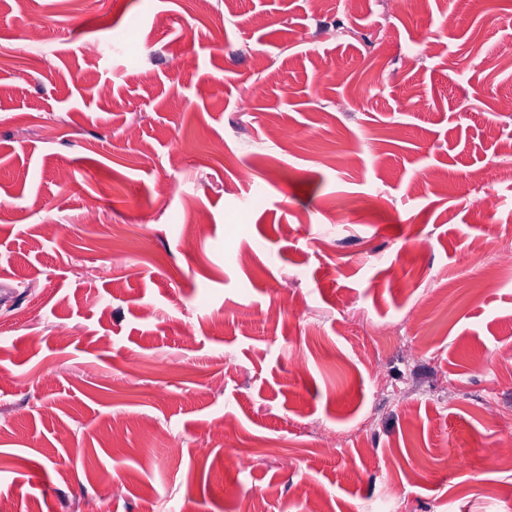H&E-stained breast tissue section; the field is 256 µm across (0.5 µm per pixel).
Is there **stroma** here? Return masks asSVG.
<instances>
[{"label": "stroma", "instance_id": "1", "mask_svg": "<svg viewBox=\"0 0 512 512\" xmlns=\"http://www.w3.org/2000/svg\"><path fill=\"white\" fill-rule=\"evenodd\" d=\"M510 47L512 0H0V500L512 512Z\"/></svg>", "mask_w": 512, "mask_h": 512}]
</instances>
